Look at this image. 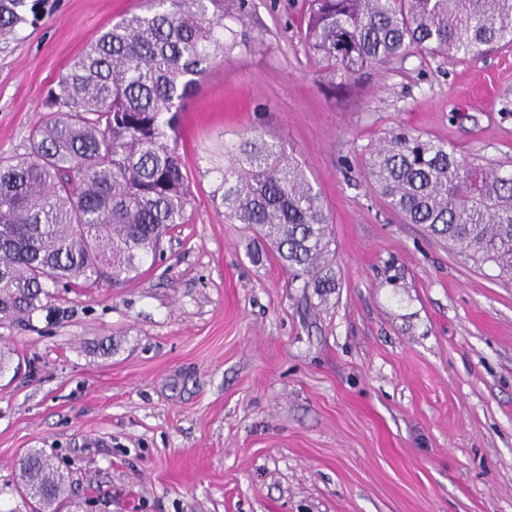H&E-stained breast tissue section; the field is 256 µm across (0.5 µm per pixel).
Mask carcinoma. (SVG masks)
Wrapping results in <instances>:
<instances>
[{"label":"carcinoma","instance_id":"obj_1","mask_svg":"<svg viewBox=\"0 0 512 512\" xmlns=\"http://www.w3.org/2000/svg\"><path fill=\"white\" fill-rule=\"evenodd\" d=\"M103 31L48 88L56 115L31 130L26 156L0 163V317L44 308L49 287L120 285L142 274L185 221L191 193L176 137L180 112L224 57V0H149ZM304 40L334 88L416 46L473 59L512 46V0H308ZM41 0H0V43L37 18ZM367 175L408 224L512 279V170L479 164L442 139L400 131L372 148ZM224 218L276 247L305 288L336 287L322 263L331 237L319 192L299 162L261 132L224 146L214 190ZM30 512L70 501L54 455L16 463Z\"/></svg>","mask_w":512,"mask_h":512}]
</instances>
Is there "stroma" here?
<instances>
[{
	"instance_id": "obj_1",
	"label": "stroma",
	"mask_w": 512,
	"mask_h": 512,
	"mask_svg": "<svg viewBox=\"0 0 512 512\" xmlns=\"http://www.w3.org/2000/svg\"><path fill=\"white\" fill-rule=\"evenodd\" d=\"M224 0L232 47L177 135L192 205L125 285L55 288L0 320V507L15 464L53 451L90 512H512V281L406 224L365 150L404 128L512 160V47L416 48L334 89L304 0ZM145 0H47L0 47V159L51 119L49 85ZM283 143L331 219L339 286L318 295L212 194L224 146Z\"/></svg>"
}]
</instances>
